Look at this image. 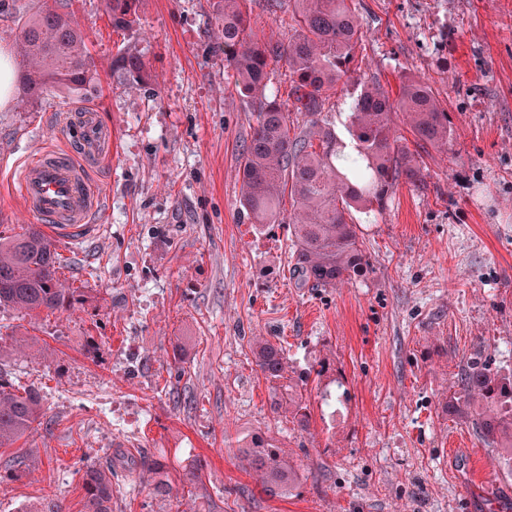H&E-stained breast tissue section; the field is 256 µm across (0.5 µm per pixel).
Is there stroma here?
Returning a JSON list of instances; mask_svg holds the SVG:
<instances>
[{"label":"stroma","instance_id":"1","mask_svg":"<svg viewBox=\"0 0 512 512\" xmlns=\"http://www.w3.org/2000/svg\"><path fill=\"white\" fill-rule=\"evenodd\" d=\"M353 5V69L393 95L405 78L428 82L451 136L422 148L396 118L421 182L354 213L363 276L299 288L287 219L260 233L242 213L257 107L218 44L217 0H140L130 30L113 27L107 0H70L97 90L28 105L17 87L0 108V235L29 224L11 171L57 144L63 113L94 108L115 146L89 166L106 193L99 231L57 249L73 307L0 311V371L43 408L34 431L0 447V512H82L93 464L112 467V512H512L495 450L438 405L471 358L512 367V0ZM246 11L258 38L294 32L290 0ZM120 50L143 56L148 80L112 70ZM257 336L303 376L307 430L275 411ZM254 433L293 454L287 497L245 471ZM155 462L170 496L151 492Z\"/></svg>","mask_w":512,"mask_h":512}]
</instances>
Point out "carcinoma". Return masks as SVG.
I'll return each mask as SVG.
<instances>
[{
  "mask_svg": "<svg viewBox=\"0 0 512 512\" xmlns=\"http://www.w3.org/2000/svg\"><path fill=\"white\" fill-rule=\"evenodd\" d=\"M296 29L288 43L263 42L248 32L244 0H219L217 24L224 36V58L236 85L258 100L256 126L246 144L241 172L240 204L255 228L279 221L283 198L291 200L293 274L299 286L334 288L361 277L368 267L352 212L381 211L397 182L421 180L417 156L394 139L396 110L408 120L420 145L449 143L448 113L430 86L413 78L402 81L397 103L380 85L367 83L351 69L362 21L348 0H292ZM139 0H107L112 25L129 28ZM68 3L44 5L17 28L15 43L25 63L22 90L30 100L49 88L91 94L97 68ZM282 60L294 78L293 106L303 125L265 91L271 83L270 62ZM112 70L135 80L148 78L141 55L119 51ZM354 88L348 115L351 141L336 137L321 118L327 94L339 86ZM58 254L35 224L13 237H0V309L60 311L76 301V289L56 276ZM256 364L274 396L275 410L288 413L304 431L307 405L298 382L287 375L284 351L263 336L255 337ZM457 390L442 402L445 414L471 422L478 438L500 449L498 465L512 473V369L505 371L475 360L457 374ZM41 395L32 389L11 390L0 377V446L14 443L34 429L42 416ZM245 469L270 498L288 495L298 470L288 450L261 435L241 449ZM153 493L172 492L168 473L154 468ZM83 512H112V469L89 466L82 476Z\"/></svg>",
  "mask_w": 512,
  "mask_h": 512,
  "instance_id": "carcinoma-1",
  "label": "carcinoma"
}]
</instances>
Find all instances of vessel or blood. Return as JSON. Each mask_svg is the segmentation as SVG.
Here are the masks:
<instances>
[{
    "label": "vessel or blood",
    "instance_id": "obj_1",
    "mask_svg": "<svg viewBox=\"0 0 512 512\" xmlns=\"http://www.w3.org/2000/svg\"><path fill=\"white\" fill-rule=\"evenodd\" d=\"M66 134L76 138L77 149L39 151L22 164L17 175L25 212L39 219L59 243L93 231V220L103 209L104 197L82 166L112 152V130L100 123L94 110L72 112Z\"/></svg>",
    "mask_w": 512,
    "mask_h": 512
}]
</instances>
